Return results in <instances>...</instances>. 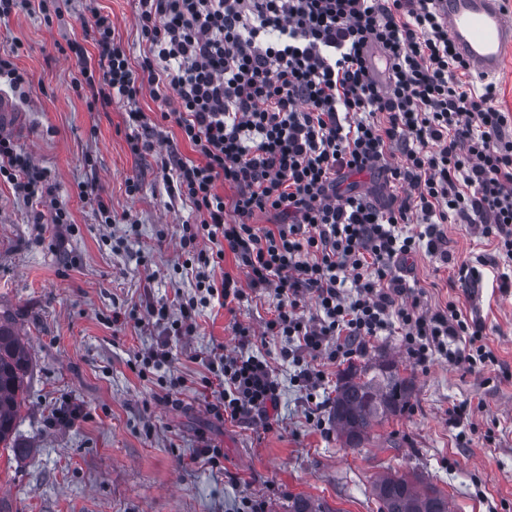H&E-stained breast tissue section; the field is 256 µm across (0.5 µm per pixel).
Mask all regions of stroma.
<instances>
[{
    "mask_svg": "<svg viewBox=\"0 0 512 512\" xmlns=\"http://www.w3.org/2000/svg\"><path fill=\"white\" fill-rule=\"evenodd\" d=\"M112 19L116 38L139 59L146 48L137 0H69L62 18L45 22L37 7L0 22V53L14 51L29 78L21 107L26 127L16 144L42 168L66 224H38L40 206L0 180V314L30 347L16 442L24 454L0 447V512H239L261 500L267 512H288L298 496L322 499L337 512H378L375 480L390 471L423 475L447 496L452 512H512V293L501 294L495 271L465 287L462 262L496 258L494 241L477 227H444L448 262L412 258L423 309L455 301L480 320L498 359L474 374L434 360L415 372L409 412L374 426L364 445L345 446L334 424L314 430L292 362L279 359V338L265 335L276 300L247 291L234 308H198L196 330L165 337L161 327L116 330L113 308L145 299L172 302L196 293L183 265L180 229L195 214L188 201L170 199L160 155H133L125 109L89 111L73 88L76 41L93 50L89 7ZM140 189L129 193L127 182ZM113 217L103 223L99 204ZM256 334L251 353L267 357L281 382V424L263 432L260 421L217 420L207 410L208 371L198 356L215 344L237 351L234 325ZM168 340L172 373L186 383L162 402L155 379L131 366L138 353ZM77 403L85 419L51 425L54 411ZM467 404V420L448 410ZM219 446L220 468L190 463L199 436Z\"/></svg>",
    "mask_w": 512,
    "mask_h": 512,
    "instance_id": "35a3bbf8",
    "label": "stroma"
}]
</instances>
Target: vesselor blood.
Segmentation results:
<instances>
[{
    "label": "vessel or blood",
    "instance_id": "vessel-or-blood-1",
    "mask_svg": "<svg viewBox=\"0 0 512 512\" xmlns=\"http://www.w3.org/2000/svg\"><path fill=\"white\" fill-rule=\"evenodd\" d=\"M448 37L470 72L492 79L512 52V16L502 0H437ZM20 117L13 101L0 94V130L19 132Z\"/></svg>",
    "mask_w": 512,
    "mask_h": 512
}]
</instances>
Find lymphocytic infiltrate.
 Instances as JSON below:
<instances>
[{
  "mask_svg": "<svg viewBox=\"0 0 512 512\" xmlns=\"http://www.w3.org/2000/svg\"><path fill=\"white\" fill-rule=\"evenodd\" d=\"M138 10L147 49L136 61L110 16L92 11L97 54L69 43L73 87L89 109L124 104L140 129L129 139L136 155L168 141L138 106L151 90L191 147L187 158L167 145L161 168L168 194L196 213L179 244L198 267L197 294L175 314L150 300L113 309L112 325L153 323L187 336L197 307L273 290L265 333L285 338L280 356L296 364L318 430V361L343 363L392 330L422 370L437 357L473 372L496 364L481 321L452 302L422 309L404 273L418 252L440 251L446 224L478 225L512 260V114L498 107L495 84H474L435 0H138ZM372 47L387 84L371 75ZM366 171L383 177L386 201L348 184ZM0 177L43 201L45 176L5 137ZM225 184L236 191L229 204L218 191ZM259 212L276 224H253ZM228 254L245 280L209 274ZM234 334L236 353L217 344L203 358L215 381L208 410L219 420L256 417L274 431L281 383L266 358L249 353L253 331L238 325ZM171 363L160 342L134 368L172 391L182 380L164 375Z\"/></svg>",
  "mask_w": 512,
  "mask_h": 512,
  "instance_id": "lymphocytic-infiltrate-1",
  "label": "lymphocytic infiltrate"
}]
</instances>
